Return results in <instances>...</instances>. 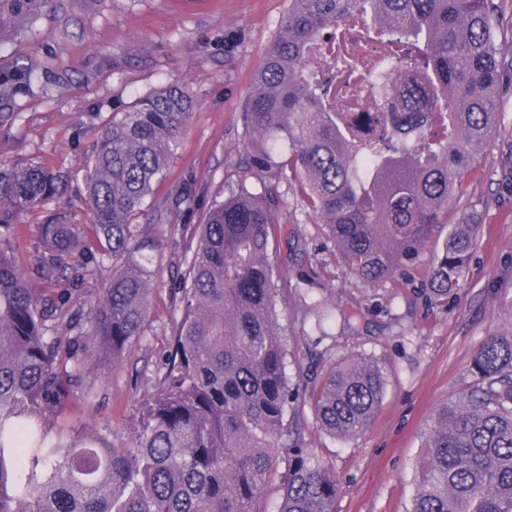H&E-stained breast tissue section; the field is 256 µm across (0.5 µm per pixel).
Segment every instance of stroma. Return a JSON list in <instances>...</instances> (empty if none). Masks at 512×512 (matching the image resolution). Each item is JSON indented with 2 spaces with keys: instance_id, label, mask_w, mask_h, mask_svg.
Wrapping results in <instances>:
<instances>
[{
  "instance_id": "1",
  "label": "stroma",
  "mask_w": 512,
  "mask_h": 512,
  "mask_svg": "<svg viewBox=\"0 0 512 512\" xmlns=\"http://www.w3.org/2000/svg\"><path fill=\"white\" fill-rule=\"evenodd\" d=\"M287 9L288 0H61L25 33L0 40L1 63L19 58L38 74L32 92L14 103V124L0 127V161L30 159L73 174L68 198L0 222V239L13 247L33 288L67 302L52 322L65 354L85 347L86 329L73 327L72 318L97 302L112 268L91 257L78 278H36L42 222L57 207L68 208L81 237L92 241L80 171L101 125L170 83L192 101L178 153L139 219L141 231L158 242L150 253L156 287L144 332L122 360L105 354L86 365L48 414L54 433L93 428L121 441L133 427L179 317L186 247L224 191L228 155L239 140L237 115ZM228 33L241 37L229 51ZM189 182L195 203L176 210ZM278 219L286 241L271 258L288 282L280 324L289 361L317 382L335 361L358 356L382 365L385 378L382 407L362 436L331 438L308 410L298 444L335 470L334 512H409L432 414L465 389L482 339L512 332V95H501L496 130L478 164L463 174L448 214L449 223L480 226L469 269L449 302L426 301L422 291L444 228L422 245L410 279L370 288L350 274L295 190L286 192ZM300 292L330 313L326 336L312 333L294 303Z\"/></svg>"
}]
</instances>
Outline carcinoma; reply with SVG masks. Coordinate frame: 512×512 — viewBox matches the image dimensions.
<instances>
[{
  "instance_id": "1",
  "label": "carcinoma",
  "mask_w": 512,
  "mask_h": 512,
  "mask_svg": "<svg viewBox=\"0 0 512 512\" xmlns=\"http://www.w3.org/2000/svg\"><path fill=\"white\" fill-rule=\"evenodd\" d=\"M58 0H0V40L22 33ZM503 0H288L250 85L235 159L189 246L181 318L162 375L144 398L131 439L52 432L46 410L84 360L61 357L47 336L57 302L36 293L0 242V512H333L334 470L282 442L288 409L309 396L319 427L351 440L371 424L384 393L381 367L352 357L316 392L287 373L270 256V228L295 187L324 224L348 269L373 287L407 269L440 224L456 183L495 128L512 69L499 57ZM419 58L401 112H377L365 131L352 110L366 80L349 34ZM37 73L0 66V126ZM191 115L182 88L166 86L102 126L83 169L101 259L112 261L87 335L120 360L142 335L155 288L134 221L167 173ZM72 174L35 162L0 163V212L9 216L69 192ZM479 225L454 224L428 278L434 301L455 295ZM37 271L47 282L79 275L84 251L72 212L41 224ZM73 360L72 370L65 362ZM472 381L437 409L415 475L409 512H512V335L491 334Z\"/></svg>"
}]
</instances>
